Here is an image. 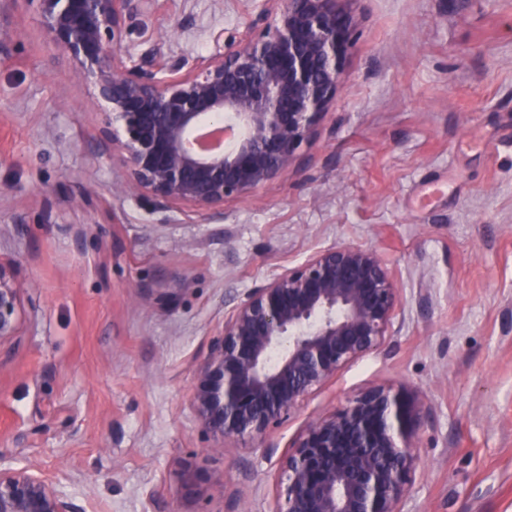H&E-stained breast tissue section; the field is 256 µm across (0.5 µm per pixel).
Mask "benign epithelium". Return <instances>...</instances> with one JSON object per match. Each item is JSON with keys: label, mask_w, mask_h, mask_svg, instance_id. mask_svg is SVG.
<instances>
[{"label": "benign epithelium", "mask_w": 512, "mask_h": 512, "mask_svg": "<svg viewBox=\"0 0 512 512\" xmlns=\"http://www.w3.org/2000/svg\"><path fill=\"white\" fill-rule=\"evenodd\" d=\"M47 43L76 64L104 115L100 142L124 190L156 209L224 218V202L274 184L334 100L355 41L345 0H261L244 30L212 35L187 65L158 47L130 60L128 21L155 0H34ZM25 282L0 260V344L18 334ZM401 305L373 247L336 244L250 289L224 317L193 385L213 439L262 443L347 365L383 348ZM430 408L406 384H374L308 419L282 460L272 512H403ZM0 512H78L51 482L0 457Z\"/></svg>", "instance_id": "obj_1"}]
</instances>
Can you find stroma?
<instances>
[{"mask_svg": "<svg viewBox=\"0 0 512 512\" xmlns=\"http://www.w3.org/2000/svg\"><path fill=\"white\" fill-rule=\"evenodd\" d=\"M346 8L356 41L308 165L213 224L122 191L99 107L62 92L72 60L29 0H0V259L30 285L0 364V454L80 512H229L241 493L270 512L304 422L382 382L430 407L404 512H512V0ZM252 9L157 0L126 46L191 61ZM339 243L377 249L395 277L388 345L275 428L270 459L243 440L215 450L191 392L225 305Z\"/></svg>", "mask_w": 512, "mask_h": 512, "instance_id": "obj_1", "label": "stroma"}]
</instances>
